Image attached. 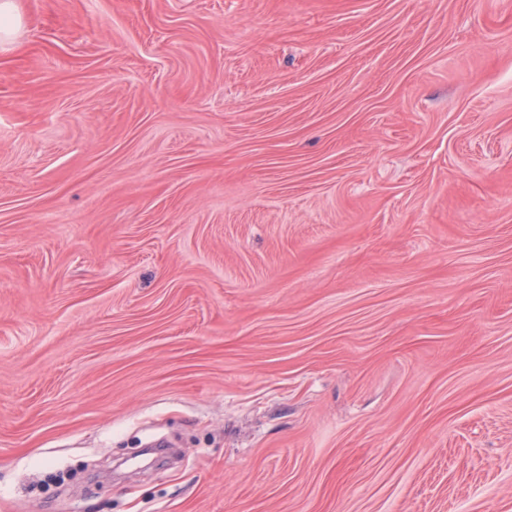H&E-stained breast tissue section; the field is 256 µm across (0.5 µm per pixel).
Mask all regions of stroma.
I'll return each mask as SVG.
<instances>
[{
    "label": "stroma",
    "instance_id": "1",
    "mask_svg": "<svg viewBox=\"0 0 512 512\" xmlns=\"http://www.w3.org/2000/svg\"><path fill=\"white\" fill-rule=\"evenodd\" d=\"M0 512H512V0H16Z\"/></svg>",
    "mask_w": 512,
    "mask_h": 512
}]
</instances>
